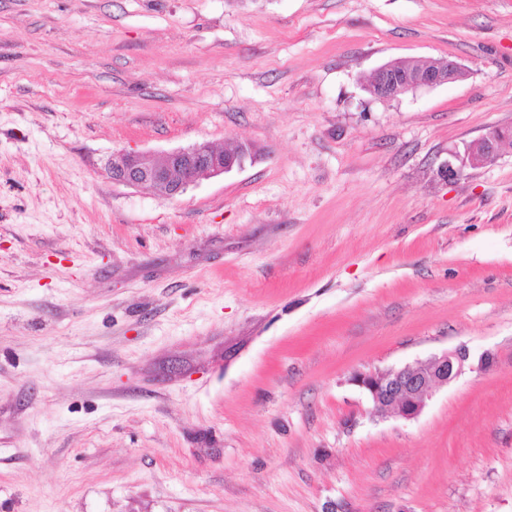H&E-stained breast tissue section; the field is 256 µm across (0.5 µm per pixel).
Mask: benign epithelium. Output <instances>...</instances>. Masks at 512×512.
Returning a JSON list of instances; mask_svg holds the SVG:
<instances>
[{"mask_svg":"<svg viewBox=\"0 0 512 512\" xmlns=\"http://www.w3.org/2000/svg\"><path fill=\"white\" fill-rule=\"evenodd\" d=\"M466 70L449 58H438L406 72L390 65L375 69L366 83L371 96L398 100L419 89L460 81ZM507 135L490 127L467 144L461 166L484 167L499 157ZM256 153L253 144L239 142L231 151L217 149L208 142L169 152L158 158L149 153L119 151L109 159L112 181L129 187H148L158 197L174 199L203 179L218 177L244 165ZM470 359L464 347L444 350L424 362L405 364L384 371L360 373L355 381L369 395L376 409L390 411L404 420L417 418L426 401L461 375Z\"/></svg>","mask_w":512,"mask_h":512,"instance_id":"obj_1","label":"benign epithelium"}]
</instances>
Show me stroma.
<instances>
[{"label":"stroma","mask_w":512,"mask_h":512,"mask_svg":"<svg viewBox=\"0 0 512 512\" xmlns=\"http://www.w3.org/2000/svg\"><path fill=\"white\" fill-rule=\"evenodd\" d=\"M492 126L512 0H0V512H512V146L438 173ZM461 346L410 421L352 381ZM466 75V70L449 58H438L398 73L389 64H383L370 74L366 86L375 99L398 100L419 89L463 80ZM256 153L253 144L238 142L231 151L207 142L166 153L119 151L109 159L112 181L129 187H148L158 197L174 199L203 179L218 177L240 168Z\"/></svg>","instance_id":"stroma-1"}]
</instances>
